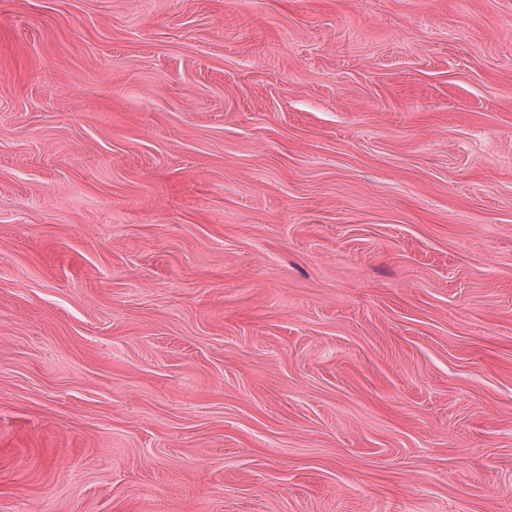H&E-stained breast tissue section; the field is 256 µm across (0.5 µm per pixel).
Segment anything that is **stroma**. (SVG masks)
<instances>
[{"label":"stroma","mask_w":512,"mask_h":512,"mask_svg":"<svg viewBox=\"0 0 512 512\" xmlns=\"http://www.w3.org/2000/svg\"><path fill=\"white\" fill-rule=\"evenodd\" d=\"M0 512H512V0H0Z\"/></svg>","instance_id":"stroma-1"}]
</instances>
